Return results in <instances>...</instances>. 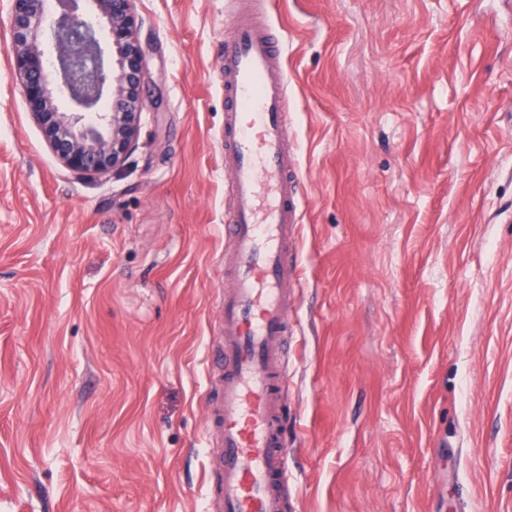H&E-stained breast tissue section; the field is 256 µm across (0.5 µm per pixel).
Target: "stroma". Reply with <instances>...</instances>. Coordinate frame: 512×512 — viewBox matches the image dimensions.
Returning a JSON list of instances; mask_svg holds the SVG:
<instances>
[{"label": "stroma", "instance_id": "35a3bbf8", "mask_svg": "<svg viewBox=\"0 0 512 512\" xmlns=\"http://www.w3.org/2000/svg\"><path fill=\"white\" fill-rule=\"evenodd\" d=\"M241 0H135L140 135L67 168L0 0V512H208ZM301 166L282 512H512V0H272Z\"/></svg>", "mask_w": 512, "mask_h": 512}]
</instances>
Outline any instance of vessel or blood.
<instances>
[{
  "label": "vessel or blood",
  "instance_id": "b4317fda",
  "mask_svg": "<svg viewBox=\"0 0 512 512\" xmlns=\"http://www.w3.org/2000/svg\"><path fill=\"white\" fill-rule=\"evenodd\" d=\"M266 23L236 19L224 36V151L233 157L236 221L224 232L222 372L210 427L223 450L222 512H281L288 474L286 376L274 353L288 329L291 262L299 251L301 176L288 148V81Z\"/></svg>",
  "mask_w": 512,
  "mask_h": 512
}]
</instances>
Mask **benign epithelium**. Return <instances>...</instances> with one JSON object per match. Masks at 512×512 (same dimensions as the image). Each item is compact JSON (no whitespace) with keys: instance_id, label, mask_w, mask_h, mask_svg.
I'll return each instance as SVG.
<instances>
[{"instance_id":"obj_1","label":"benign epithelium","mask_w":512,"mask_h":512,"mask_svg":"<svg viewBox=\"0 0 512 512\" xmlns=\"http://www.w3.org/2000/svg\"><path fill=\"white\" fill-rule=\"evenodd\" d=\"M10 0L9 50L26 104L47 142L68 168L99 175L120 166L134 149L142 121L140 88L146 74L135 0ZM79 111L62 112L61 100ZM95 122H83L85 113Z\"/></svg>"}]
</instances>
